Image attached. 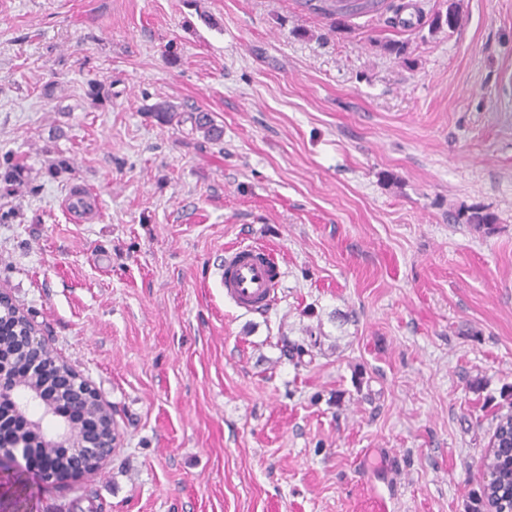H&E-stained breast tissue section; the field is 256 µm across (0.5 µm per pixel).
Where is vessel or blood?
I'll return each instance as SVG.
<instances>
[{"mask_svg":"<svg viewBox=\"0 0 512 512\" xmlns=\"http://www.w3.org/2000/svg\"><path fill=\"white\" fill-rule=\"evenodd\" d=\"M284 272L271 250L257 245L227 249L219 281L236 307L263 312L273 306Z\"/></svg>","mask_w":512,"mask_h":512,"instance_id":"1","label":"vessel or blood"}]
</instances>
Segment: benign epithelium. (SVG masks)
<instances>
[{"mask_svg": "<svg viewBox=\"0 0 512 512\" xmlns=\"http://www.w3.org/2000/svg\"><path fill=\"white\" fill-rule=\"evenodd\" d=\"M17 342L26 375L0 364V404L13 417L9 426L0 429V471L14 468L50 482L58 474L50 457L54 449L66 448L72 470L97 475L112 457L116 440L110 408L61 357L47 354L51 347L35 324H29ZM63 405L77 409L80 419L64 415ZM37 442L46 449L43 458L25 452ZM31 458L35 466L21 468V461Z\"/></svg>", "mask_w": 512, "mask_h": 512, "instance_id": "7a95c632", "label": "benign epithelium"}]
</instances>
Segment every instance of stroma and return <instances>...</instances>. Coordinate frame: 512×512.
<instances>
[{
    "label": "stroma",
    "instance_id": "obj_1",
    "mask_svg": "<svg viewBox=\"0 0 512 512\" xmlns=\"http://www.w3.org/2000/svg\"><path fill=\"white\" fill-rule=\"evenodd\" d=\"M9 163L0 289L117 431L32 512H472L512 412V0H0ZM239 244L285 269L267 311L216 279ZM386 1L387 0H302V3L315 13L329 17H344L379 12L386 5Z\"/></svg>",
    "mask_w": 512,
    "mask_h": 512
}]
</instances>
